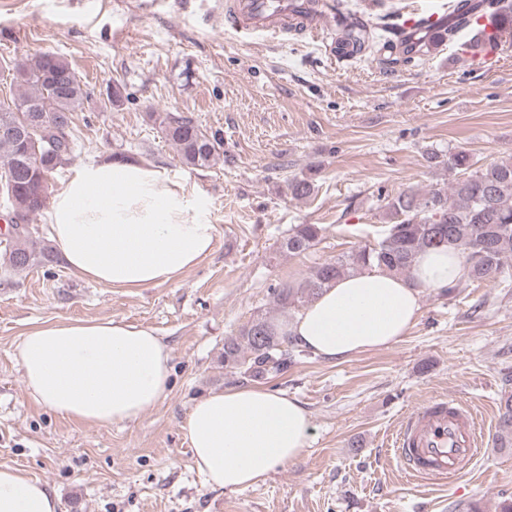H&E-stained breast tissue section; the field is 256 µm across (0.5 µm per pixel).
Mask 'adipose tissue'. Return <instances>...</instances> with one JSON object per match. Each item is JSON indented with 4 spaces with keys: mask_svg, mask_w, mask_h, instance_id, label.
<instances>
[{
    "mask_svg": "<svg viewBox=\"0 0 512 512\" xmlns=\"http://www.w3.org/2000/svg\"><path fill=\"white\" fill-rule=\"evenodd\" d=\"M47 217L67 268L108 288L176 282L216 241L207 198L144 161L81 167L54 194ZM464 274L454 248L419 254L408 277L372 266L332 282L277 330L327 361L386 348L407 334L425 292L454 286ZM16 350L30 396L80 423L133 421L168 391L170 350L148 327L112 318L47 323L26 332ZM184 431L207 482L235 491L295 460L311 417L283 392L234 386L197 400ZM57 510L39 480L0 466V512Z\"/></svg>",
    "mask_w": 512,
    "mask_h": 512,
    "instance_id": "ef3b65f1",
    "label": "adipose tissue"
}]
</instances>
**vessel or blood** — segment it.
Listing matches in <instances>:
<instances>
[{
    "instance_id": "obj_1",
    "label": "vessel or blood",
    "mask_w": 512,
    "mask_h": 512,
    "mask_svg": "<svg viewBox=\"0 0 512 512\" xmlns=\"http://www.w3.org/2000/svg\"><path fill=\"white\" fill-rule=\"evenodd\" d=\"M269 4L270 0H216L210 18L242 38L260 32L277 39L292 21L320 40L336 36V0H320L316 12L308 0H290L276 11ZM447 25L448 13L441 9L425 16L409 13L398 27L395 45L400 48L416 43ZM395 444L399 463L413 478L426 484L446 483L463 473L477 452L473 416L459 398L443 396L428 400L399 425Z\"/></svg>"
}]
</instances>
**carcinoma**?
Segmentation results:
<instances>
[{"label": "carcinoma", "instance_id": "cac0c4a2", "mask_svg": "<svg viewBox=\"0 0 512 512\" xmlns=\"http://www.w3.org/2000/svg\"><path fill=\"white\" fill-rule=\"evenodd\" d=\"M497 13L512 22V0H449L448 40L466 29L473 10ZM383 40L376 27L352 25L340 32L337 44L353 45L355 52L372 48ZM428 44L407 46L393 58V63L408 64L422 56ZM14 80L19 91L0 100V121L11 118L21 124L34 112L45 118H65L70 122L69 137H74L75 113L87 98L85 83L69 62L60 55L45 52L33 58L24 57L14 63ZM149 119L176 149L182 163L195 168H209L224 155V138L192 119L171 112H151ZM46 152L41 164L29 169L17 184L19 204L23 205L25 227L6 239L0 251V271L9 277L32 265L35 255L54 261L50 247L36 249L37 241L28 228L32 217L40 212L49 193L50 177L71 159L74 143L62 145L52 124L45 127ZM22 144L0 139V170L11 164ZM431 164H442L455 172L448 189L432 188L421 194L410 188L390 199L386 207L389 224L372 245L342 254L314 268L297 284L283 283L276 289L279 305L298 309L311 302L333 281L355 273L368 265L401 276H410L417 255L431 248L452 247L466 261L465 277L470 281L509 282L512 275L504 268V260L512 256V159L478 166L465 150L439 158L431 152ZM288 190L297 199L310 197L315 179L303 174L288 181ZM323 227L298 224L281 243L288 255L311 249L321 239ZM264 338L257 339L251 325L224 341V366L239 369L253 379L286 372L303 351L280 335L274 323L261 316ZM498 440L500 447H512V396L500 405Z\"/></svg>", "mask_w": 512, "mask_h": 512}]
</instances>
